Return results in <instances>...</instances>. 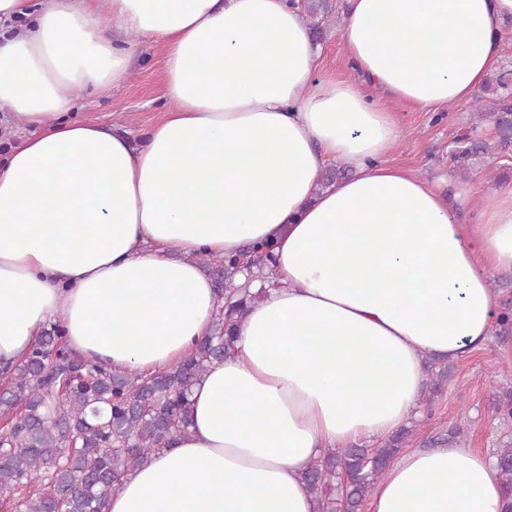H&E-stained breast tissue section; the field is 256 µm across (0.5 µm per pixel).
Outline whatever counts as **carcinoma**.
<instances>
[{
  "label": "carcinoma",
  "mask_w": 512,
  "mask_h": 512,
  "mask_svg": "<svg viewBox=\"0 0 512 512\" xmlns=\"http://www.w3.org/2000/svg\"><path fill=\"white\" fill-rule=\"evenodd\" d=\"M475 122L490 114L497 146L512 150V55L487 78L475 99ZM487 152L475 129L460 135L450 157L466 172ZM251 267L263 272L273 262V244L250 247ZM244 254H204L201 264L218 288L219 314L210 337L170 369L144 375L109 372L66 347L62 329L45 330L29 353L0 377V491L24 492V512H104L127 476L148 463L191 425L192 388L210 364L227 356L235 323L247 312L249 294L237 276ZM408 431L378 448L329 449L304 473L315 512H360L374 483L401 451ZM496 475L512 492V447L496 454ZM347 478L344 501L328 488Z\"/></svg>",
  "instance_id": "cac0c4a2"
}]
</instances>
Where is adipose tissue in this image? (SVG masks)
Segmentation results:
<instances>
[{"mask_svg":"<svg viewBox=\"0 0 512 512\" xmlns=\"http://www.w3.org/2000/svg\"><path fill=\"white\" fill-rule=\"evenodd\" d=\"M512 0H349L354 78L318 73L287 0H0V108L33 128L0 166V368L50 323L68 347L142 373L209 335L202 254L272 240L276 290L193 390L192 424L105 512H314L301 476L327 449L384 439L420 408L424 359L463 360L494 323L489 274L512 270V189L456 198L389 156L373 97L435 112L501 59ZM164 58L167 110L144 144L67 120L77 90ZM351 174L322 187L329 163ZM493 461L411 448L368 512H504Z\"/></svg>","mask_w":512,"mask_h":512,"instance_id":"adipose-tissue-1","label":"adipose tissue"}]
</instances>
